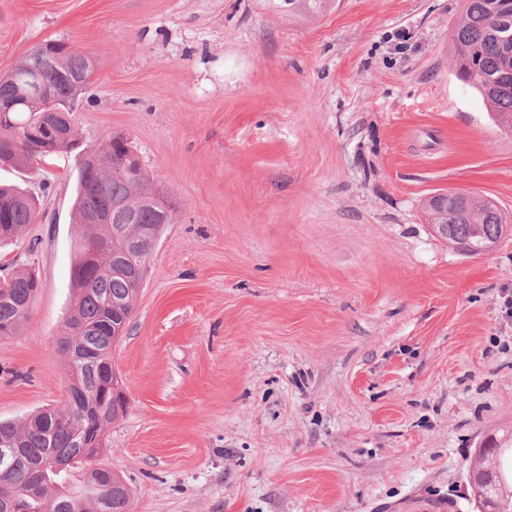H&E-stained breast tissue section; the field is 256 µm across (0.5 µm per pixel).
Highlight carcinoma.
I'll list each match as a JSON object with an SVG mask.
<instances>
[{"label":"carcinoma","instance_id":"obj_1","mask_svg":"<svg viewBox=\"0 0 512 512\" xmlns=\"http://www.w3.org/2000/svg\"><path fill=\"white\" fill-rule=\"evenodd\" d=\"M327 0H278L280 11L309 17ZM453 66L493 109L498 128L512 136V4L508 0H466L465 16L453 29ZM94 71L86 57L58 42L31 50L0 76V166L29 168L42 160L39 144L25 139L36 125L54 131L57 113L44 112L29 96L37 80L46 96L69 116ZM159 197L129 139L111 134L86 149L76 176V223L89 229L77 245L71 270L73 303L60 342L69 371L78 377L81 396L66 397L58 408L41 411L19 425L0 422V443L14 448L10 469L0 470V512H14L25 498V512H129L131 491L105 466L86 470L80 486L71 470L102 452L108 425L126 410L123 381L112 365V349L123 336L143 285L147 263L166 224L172 203ZM40 200L20 187L0 186V240H18L36 222ZM430 224L446 225L441 237L472 255L497 242L507 220L492 201L452 191L427 202ZM42 287L32 267L0 279V339L17 336L29 321ZM499 512H512V469L500 470Z\"/></svg>","mask_w":512,"mask_h":512}]
</instances>
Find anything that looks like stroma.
Instances as JSON below:
<instances>
[{
	"label": "stroma",
	"mask_w": 512,
	"mask_h": 512,
	"mask_svg": "<svg viewBox=\"0 0 512 512\" xmlns=\"http://www.w3.org/2000/svg\"><path fill=\"white\" fill-rule=\"evenodd\" d=\"M465 0H0V75L64 43L93 79L78 139L127 135L173 211L114 352L126 412L97 464L131 512H477L476 449L512 431V234L469 256L424 204L512 217V137L456 75ZM76 154L0 277L42 288L0 340V420L60 406L82 233ZM288 1V4L285 3ZM279 11L287 13L288 16L309 17L316 16L323 11L327 5L326 0H278ZM288 7V10L285 9ZM280 8V9H279Z\"/></svg>",
	"instance_id": "35a3bbf8"
}]
</instances>
